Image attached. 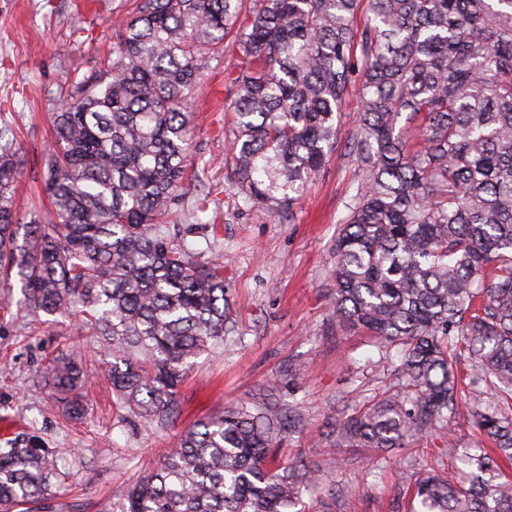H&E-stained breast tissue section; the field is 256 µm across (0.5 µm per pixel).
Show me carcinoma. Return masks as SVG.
<instances>
[{"label": "carcinoma", "instance_id": "cac0c4a2", "mask_svg": "<svg viewBox=\"0 0 512 512\" xmlns=\"http://www.w3.org/2000/svg\"><path fill=\"white\" fill-rule=\"evenodd\" d=\"M231 35L243 55L226 76L236 182L275 217L293 216L333 158L356 90L346 142L364 182L333 245L330 309L339 328L395 350L401 385L346 415L336 446L439 435L465 477L419 478L416 512H512V0H134L112 61L52 113L50 223L18 217L20 148L0 130V271L20 284L18 312L78 317L112 356L118 402L173 420L187 369L232 324L223 269L166 232L188 172L187 95ZM46 374L82 418V362L57 357ZM463 407L493 453L447 438ZM296 423L275 404L227 406L111 512H289L319 472L273 455ZM64 476L55 451L16 435L0 448V512H51Z\"/></svg>", "mask_w": 512, "mask_h": 512}]
</instances>
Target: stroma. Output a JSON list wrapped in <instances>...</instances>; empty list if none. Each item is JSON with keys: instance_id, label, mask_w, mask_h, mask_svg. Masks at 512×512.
I'll use <instances>...</instances> for the list:
<instances>
[{"instance_id": "35a3bbf8", "label": "stroma", "mask_w": 512, "mask_h": 512, "mask_svg": "<svg viewBox=\"0 0 512 512\" xmlns=\"http://www.w3.org/2000/svg\"><path fill=\"white\" fill-rule=\"evenodd\" d=\"M129 7L128 0H0V123H12L21 148L20 214L46 201L42 158L60 93L111 56L115 25ZM241 61L235 39H226L222 53L205 58V85L189 101L190 177L169 230L223 268L233 331L197 358L173 423L159 427L123 408L94 373L82 389L87 417L65 421L62 403L40 380L44 366L59 355L86 356L98 366L109 357L99 338L77 335L74 319L28 328L17 311L19 285L0 284V444L25 432L58 449L66 478L53 491L57 512H107L184 429L270 388L302 419L301 431L283 439L280 462L303 457L320 466L319 489L303 494L302 512H411L415 481L451 472L433 436L383 457L372 448L335 447L336 419L396 382L372 337L337 331L327 301L329 252L364 173L336 149L288 221L239 190L227 138L233 93L224 76ZM204 197L209 209L201 213ZM294 367L300 374L293 378Z\"/></svg>"}]
</instances>
